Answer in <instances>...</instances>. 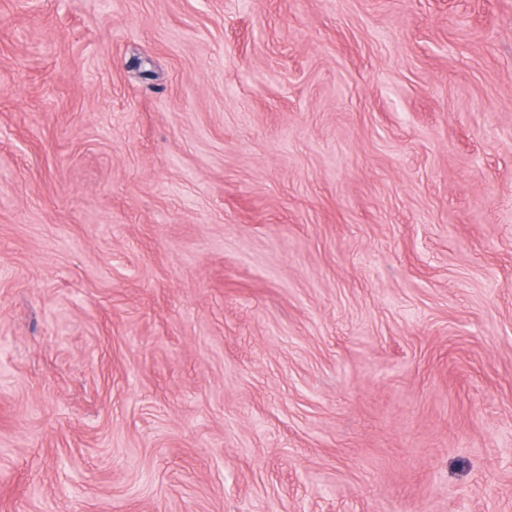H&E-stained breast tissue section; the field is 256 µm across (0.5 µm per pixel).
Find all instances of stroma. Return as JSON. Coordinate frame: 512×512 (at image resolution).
Masks as SVG:
<instances>
[{"mask_svg":"<svg viewBox=\"0 0 512 512\" xmlns=\"http://www.w3.org/2000/svg\"><path fill=\"white\" fill-rule=\"evenodd\" d=\"M0 512H512V0H0Z\"/></svg>","mask_w":512,"mask_h":512,"instance_id":"obj_1","label":"stroma"}]
</instances>
